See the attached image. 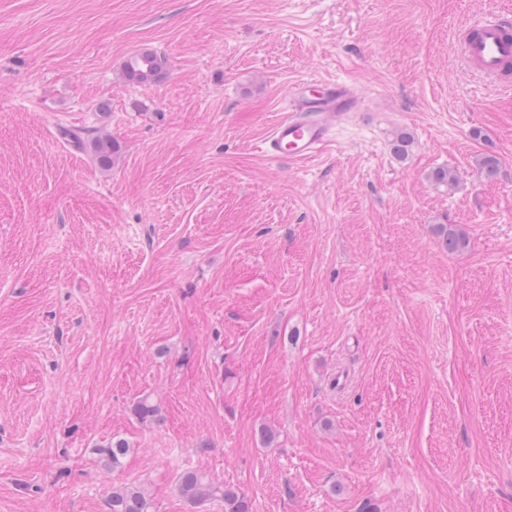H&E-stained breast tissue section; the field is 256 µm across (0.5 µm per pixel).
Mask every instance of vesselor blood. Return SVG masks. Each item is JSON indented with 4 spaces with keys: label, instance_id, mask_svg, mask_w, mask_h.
I'll return each instance as SVG.
<instances>
[{
    "label": "vessel or blood",
    "instance_id": "vessel-or-blood-1",
    "mask_svg": "<svg viewBox=\"0 0 512 512\" xmlns=\"http://www.w3.org/2000/svg\"><path fill=\"white\" fill-rule=\"evenodd\" d=\"M468 66L490 79L512 68V19L492 11L460 32ZM359 98L347 83L307 78L289 91V113L260 141L265 155L288 161L317 156L340 121L355 112Z\"/></svg>",
    "mask_w": 512,
    "mask_h": 512
}]
</instances>
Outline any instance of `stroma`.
<instances>
[{
	"label": "stroma",
	"mask_w": 512,
	"mask_h": 512,
	"mask_svg": "<svg viewBox=\"0 0 512 512\" xmlns=\"http://www.w3.org/2000/svg\"><path fill=\"white\" fill-rule=\"evenodd\" d=\"M489 11L512 0H0V512L141 484L224 512L189 469L251 512H512V87L451 51ZM145 47L167 70L129 84ZM310 77L359 115L261 154ZM181 497L197 504L210 500L224 502L225 512H250L249 503L238 489L213 481L201 470L184 472L177 481Z\"/></svg>",
	"instance_id": "35a3bbf8"
}]
</instances>
